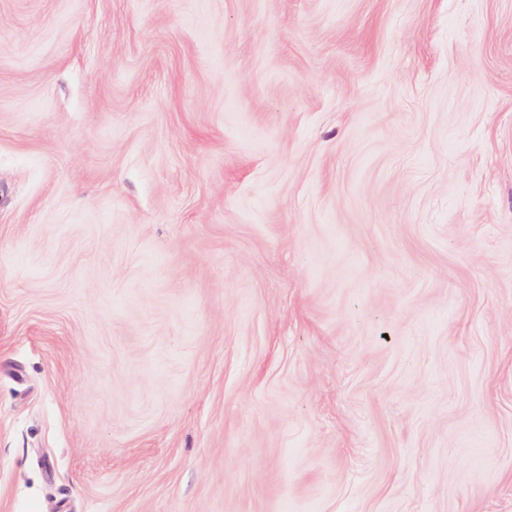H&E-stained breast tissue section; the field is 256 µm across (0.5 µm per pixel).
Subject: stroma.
<instances>
[{"mask_svg": "<svg viewBox=\"0 0 512 512\" xmlns=\"http://www.w3.org/2000/svg\"><path fill=\"white\" fill-rule=\"evenodd\" d=\"M0 512H512V0H0Z\"/></svg>", "mask_w": 512, "mask_h": 512, "instance_id": "stroma-1", "label": "stroma"}]
</instances>
